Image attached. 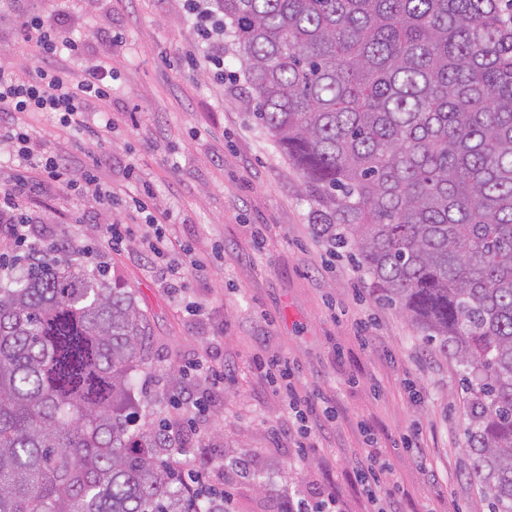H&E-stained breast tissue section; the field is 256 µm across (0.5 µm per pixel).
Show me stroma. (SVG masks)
I'll return each mask as SVG.
<instances>
[{
    "label": "stroma",
    "instance_id": "1",
    "mask_svg": "<svg viewBox=\"0 0 512 512\" xmlns=\"http://www.w3.org/2000/svg\"><path fill=\"white\" fill-rule=\"evenodd\" d=\"M184 3L28 0L31 12L57 15L75 37H91L92 58L112 64V160L97 169L114 192L111 205L94 203L84 189L52 185L23 210L49 252L78 244L76 266L134 291L145 312L149 360L127 400L133 429L168 419L183 448L181 468L219 472L230 512H286L331 492L340 512H371L355 478L369 429L395 474L393 512H488L466 450L457 366L381 299L349 257L335 256L316 236L299 173L245 111L244 82L228 78L237 60L225 55V73L217 75ZM106 27L121 35V46L97 39ZM21 123L33 151L68 150L75 173L88 163L87 152L71 149L57 116L27 112ZM141 198L149 213L136 210ZM150 213L163 217L172 241L161 255L147 249ZM111 224L133 234L105 250ZM257 234L265 241L260 251L252 246ZM186 247L210 256L206 271H185ZM176 268L185 271L180 295L168 280ZM363 324L372 336L366 345L358 339ZM260 352L287 358L297 390L334 416L315 420L316 447L308 453L294 443V409L254 367ZM208 364L226 368L223 389L209 382ZM173 369L182 374L176 385ZM188 399L204 408L193 424L181 419ZM415 424L417 464L398 445ZM243 454L265 489L222 471L224 459Z\"/></svg>",
    "mask_w": 512,
    "mask_h": 512
}]
</instances>
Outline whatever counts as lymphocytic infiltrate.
Instances as JSON below:
<instances>
[{
  "label": "lymphocytic infiltrate",
  "instance_id": "f902f5d3",
  "mask_svg": "<svg viewBox=\"0 0 512 512\" xmlns=\"http://www.w3.org/2000/svg\"><path fill=\"white\" fill-rule=\"evenodd\" d=\"M13 2L20 8L16 35L31 48L34 68L23 78L0 63V140L15 143L13 159L30 174L0 190V231L13 243L34 250L38 244L30 237L31 216L20 210L23 200L36 195L46 182L69 188L73 181L63 155L50 148L37 154L30 151L19 116L54 113L60 126L77 132L81 140L104 145L105 127L89 124L83 115L111 103L112 67L104 60L89 63L87 42L74 39L55 17L23 11L25 0Z\"/></svg>",
  "mask_w": 512,
  "mask_h": 512
}]
</instances>
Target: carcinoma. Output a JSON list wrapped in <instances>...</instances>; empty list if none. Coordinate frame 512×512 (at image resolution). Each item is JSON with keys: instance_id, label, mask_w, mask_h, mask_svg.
I'll return each mask as SVG.
<instances>
[{"instance_id": "cac0c4a2", "label": "carcinoma", "mask_w": 512, "mask_h": 512, "mask_svg": "<svg viewBox=\"0 0 512 512\" xmlns=\"http://www.w3.org/2000/svg\"><path fill=\"white\" fill-rule=\"evenodd\" d=\"M244 108L313 230L460 367L467 447L512 512V0H214ZM0 287V512H226L129 430L149 327L63 254Z\"/></svg>"}]
</instances>
